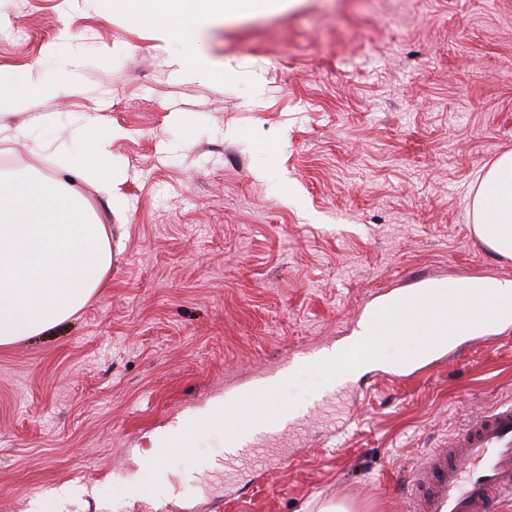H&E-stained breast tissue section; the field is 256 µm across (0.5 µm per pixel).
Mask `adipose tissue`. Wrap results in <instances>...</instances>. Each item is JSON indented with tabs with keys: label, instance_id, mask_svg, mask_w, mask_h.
I'll use <instances>...</instances> for the list:
<instances>
[{
	"label": "adipose tissue",
	"instance_id": "1",
	"mask_svg": "<svg viewBox=\"0 0 512 512\" xmlns=\"http://www.w3.org/2000/svg\"><path fill=\"white\" fill-rule=\"evenodd\" d=\"M141 18L157 21L179 50L195 54L198 35L217 20L270 10L273 0H123ZM110 141L96 145L98 162L70 160L93 182L111 209L124 201L108 157ZM474 230L490 250L512 259V152L480 177L472 200ZM112 269V245L82 196L57 177L0 174V346L42 335L69 320Z\"/></svg>",
	"mask_w": 512,
	"mask_h": 512
}]
</instances>
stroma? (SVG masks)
<instances>
[{"mask_svg": "<svg viewBox=\"0 0 512 512\" xmlns=\"http://www.w3.org/2000/svg\"><path fill=\"white\" fill-rule=\"evenodd\" d=\"M1 28L0 67L69 90L0 118V173L71 181L112 272L72 319L0 347V512H406L427 452L512 399V331L471 336L373 361L340 402L304 397L260 456L227 461L211 431L200 459L148 463L226 382L307 365L384 290L512 279L471 213L512 151V0H298L215 27L200 58L93 0H0ZM103 137L120 213L61 160L96 161Z\"/></svg>", "mask_w": 512, "mask_h": 512, "instance_id": "stroma-1", "label": "stroma"}]
</instances>
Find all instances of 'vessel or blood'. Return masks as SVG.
I'll return each mask as SVG.
<instances>
[{
    "mask_svg": "<svg viewBox=\"0 0 512 512\" xmlns=\"http://www.w3.org/2000/svg\"><path fill=\"white\" fill-rule=\"evenodd\" d=\"M257 376L249 388L227 391L225 403L267 389L272 374ZM295 424L290 413L265 422L264 430L238 449V456L255 453L266 441ZM512 500V400L481 411L459 426L442 447L432 449L411 479L409 512H497Z\"/></svg>",
    "mask_w": 512,
    "mask_h": 512,
    "instance_id": "obj_1",
    "label": "vessel or blood"
}]
</instances>
